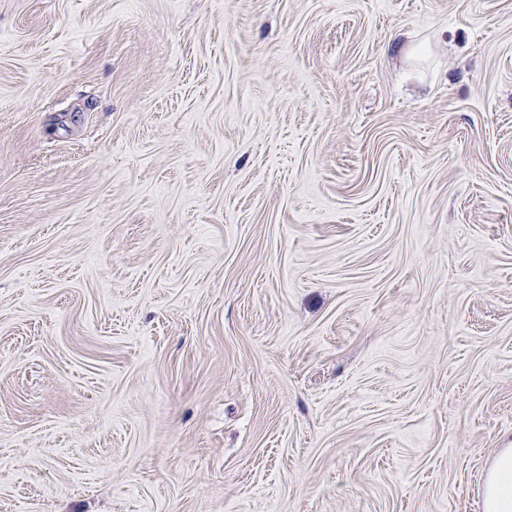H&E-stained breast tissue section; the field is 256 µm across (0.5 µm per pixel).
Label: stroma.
<instances>
[{
	"label": "stroma",
	"instance_id": "1",
	"mask_svg": "<svg viewBox=\"0 0 512 512\" xmlns=\"http://www.w3.org/2000/svg\"><path fill=\"white\" fill-rule=\"evenodd\" d=\"M512 448V0H0V512H482Z\"/></svg>",
	"mask_w": 512,
	"mask_h": 512
}]
</instances>
